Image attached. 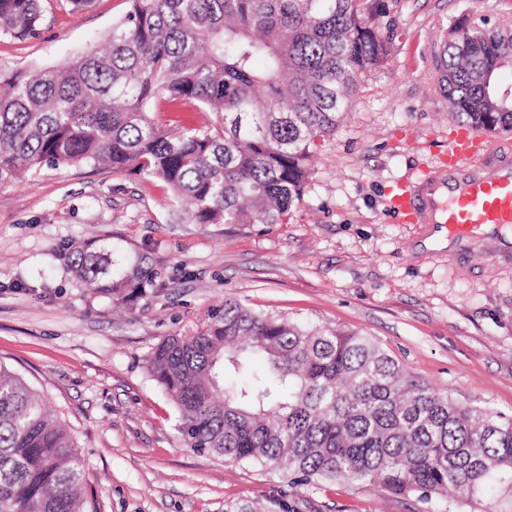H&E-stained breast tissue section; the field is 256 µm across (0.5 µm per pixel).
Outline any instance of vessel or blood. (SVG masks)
<instances>
[{
	"label": "vessel or blood",
	"instance_id": "obj_1",
	"mask_svg": "<svg viewBox=\"0 0 512 512\" xmlns=\"http://www.w3.org/2000/svg\"><path fill=\"white\" fill-rule=\"evenodd\" d=\"M402 223L434 240L466 241L512 226V154L487 155L486 138L463 128L439 162L391 190Z\"/></svg>",
	"mask_w": 512,
	"mask_h": 512
}]
</instances>
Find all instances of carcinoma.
<instances>
[{
  "label": "carcinoma",
  "mask_w": 512,
  "mask_h": 512,
  "mask_svg": "<svg viewBox=\"0 0 512 512\" xmlns=\"http://www.w3.org/2000/svg\"><path fill=\"white\" fill-rule=\"evenodd\" d=\"M385 0H131L102 50L0 74V187L45 167H103L164 181L193 224H286L318 140L393 51ZM42 0H0V36L39 35ZM512 30L463 17L443 32L438 91L456 118L512 132ZM216 112L163 126L152 106ZM67 271L130 303L149 257L74 242ZM264 360L249 371L253 357ZM147 367L184 442L305 482L378 484L426 502L454 491L473 512L512 496V419L414 378L368 336L253 311L237 300L169 336ZM85 460L41 395L0 364V512H88Z\"/></svg>",
  "instance_id": "carcinoma-1"
}]
</instances>
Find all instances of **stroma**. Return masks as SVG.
I'll use <instances>...</instances> for the list:
<instances>
[{
	"instance_id": "obj_1",
	"label": "stroma",
	"mask_w": 512,
	"mask_h": 512,
	"mask_svg": "<svg viewBox=\"0 0 512 512\" xmlns=\"http://www.w3.org/2000/svg\"><path fill=\"white\" fill-rule=\"evenodd\" d=\"M394 46L336 133L319 142L285 224H189L159 180L46 168L0 189V362L30 382L85 457L90 512H469L378 486L305 483L186 446L146 368L168 336L234 298L258 312L372 337L415 378L512 418V263L426 245L388 189L432 165L459 122L434 79L460 17L512 27V0H387ZM130 0L74 14L44 0L39 37L0 36V72L55 65L104 41ZM150 257L156 287L125 308L66 272L67 244ZM23 289H15V282Z\"/></svg>"
}]
</instances>
